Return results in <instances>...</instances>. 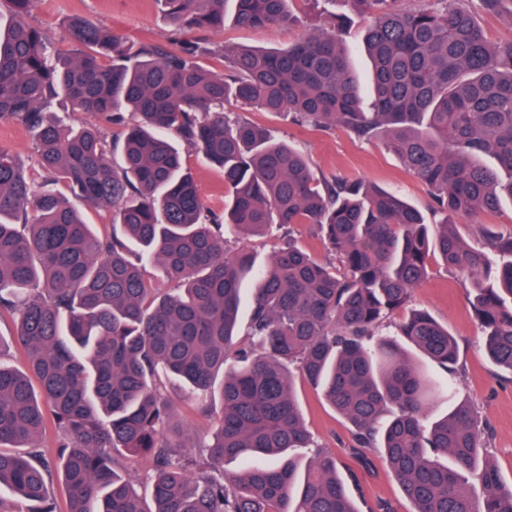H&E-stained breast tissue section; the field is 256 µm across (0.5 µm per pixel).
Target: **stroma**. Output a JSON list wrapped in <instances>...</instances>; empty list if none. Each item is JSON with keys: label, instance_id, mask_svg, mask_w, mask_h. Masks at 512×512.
Here are the masks:
<instances>
[{"label": "stroma", "instance_id": "35a3bbf8", "mask_svg": "<svg viewBox=\"0 0 512 512\" xmlns=\"http://www.w3.org/2000/svg\"><path fill=\"white\" fill-rule=\"evenodd\" d=\"M336 12L346 14L349 25L340 39L351 57L360 81H367L370 62L363 50L364 34L370 24L367 15L357 13L350 0H338ZM293 23L276 29H243L226 24L218 32L208 33L212 45L283 48L297 42L305 34L320 27L324 17L311 0H292ZM81 14L89 22L110 28L127 40L149 38L164 43L174 35L159 0H35L31 20L49 32L54 47L70 48L66 19ZM230 111L269 127L280 139L301 150L315 174L359 178L394 190L421 212H428L431 198L428 188L409 174L395 155L381 143H363L343 129L333 132L315 131L298 125L291 114L259 112L239 103H231ZM183 163L196 181L206 207L220 213L224 210V174L205 164L195 150L183 148ZM469 285L448 273L438 257L428 261V277L417 288L411 307L428 310L447 326L458 343L455 392L457 401L475 411L502 480L512 483V375L495 367L484 349L482 329L468 302ZM295 391L306 424L316 444L333 454L340 468L358 471L363 500L374 504L392 501L398 512H411L399 484L382 459H375L372 472L362 471L350 447L349 423L324 400L319 389L304 381H296ZM176 407V417L188 427L193 439L201 440L213 429L214 420L200 413L198 399L186 397L174 386H167Z\"/></svg>", "mask_w": 512, "mask_h": 512}]
</instances>
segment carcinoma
I'll return each instance as SVG.
<instances>
[{
  "label": "carcinoma",
  "instance_id": "cac0c4a2",
  "mask_svg": "<svg viewBox=\"0 0 512 512\" xmlns=\"http://www.w3.org/2000/svg\"><path fill=\"white\" fill-rule=\"evenodd\" d=\"M33 0H0V119L32 134L36 180L0 150V512H58L39 439L53 423L67 512H360L336 458L314 447L295 374L320 389L352 426V447L381 449L412 512H512L505 484L466 404L427 422L453 390L458 344L417 310L383 332L427 277L430 255L470 283L472 309L493 364L512 374V231L481 224L468 246L454 217L512 201V41L490 42L467 0H352L373 17L372 111L339 41L346 20L277 51L216 49L205 38L136 44L69 18L76 48L56 52L30 21ZM180 29L292 21L291 0H161ZM512 24V0H479ZM66 98L126 129L122 165L96 123H54ZM289 112L302 126L377 140L430 191L429 224L398 193L362 179H320L307 158L258 123L232 117L229 100ZM177 139L224 171V215L207 210L183 168ZM490 157L498 167L481 164ZM112 207V234L94 233L61 200ZM309 224L338 265L290 240L256 266L225 233L259 235ZM153 264L176 284L165 294ZM249 322L238 341L244 281ZM439 368L427 374L401 342ZM19 348L27 371L3 360ZM172 379L219 401L202 469L180 452L187 429L162 393ZM151 461L152 502L135 489L123 456ZM243 468L224 477V462ZM479 481L475 497L469 479Z\"/></svg>",
  "mask_w": 512,
  "mask_h": 512
}]
</instances>
